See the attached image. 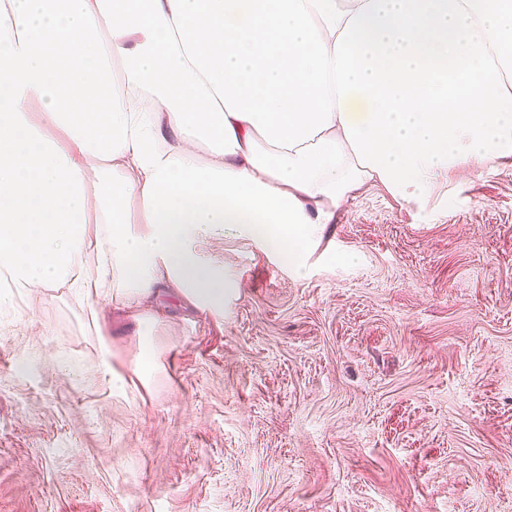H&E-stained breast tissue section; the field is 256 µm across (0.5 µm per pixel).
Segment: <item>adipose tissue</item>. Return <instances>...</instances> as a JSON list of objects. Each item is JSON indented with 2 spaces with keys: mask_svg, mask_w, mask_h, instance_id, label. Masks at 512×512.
<instances>
[{
  "mask_svg": "<svg viewBox=\"0 0 512 512\" xmlns=\"http://www.w3.org/2000/svg\"><path fill=\"white\" fill-rule=\"evenodd\" d=\"M512 160V0H0V303L214 317L234 234L304 275L364 186Z\"/></svg>",
  "mask_w": 512,
  "mask_h": 512,
  "instance_id": "obj_1",
  "label": "adipose tissue"
}]
</instances>
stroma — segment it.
<instances>
[{"instance_id":"1","label":"stroma","mask_w":512,"mask_h":512,"mask_svg":"<svg viewBox=\"0 0 512 512\" xmlns=\"http://www.w3.org/2000/svg\"><path fill=\"white\" fill-rule=\"evenodd\" d=\"M322 243L298 277L196 239L234 288L220 319L160 290L146 381L131 311L0 307V512H512V163L364 187Z\"/></svg>"}]
</instances>
